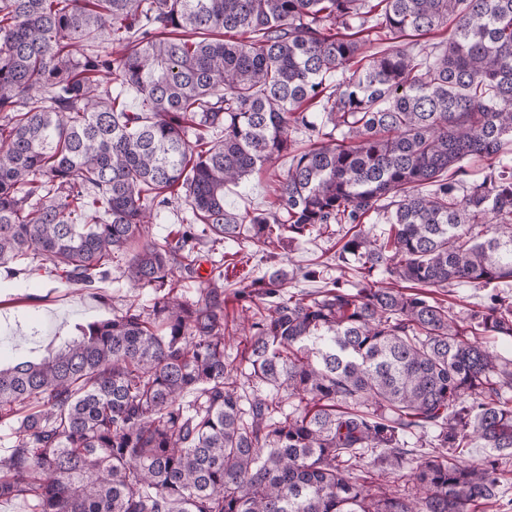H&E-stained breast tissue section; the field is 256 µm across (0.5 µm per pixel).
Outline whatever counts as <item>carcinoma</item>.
<instances>
[{
	"label": "carcinoma",
	"instance_id": "cac0c4a2",
	"mask_svg": "<svg viewBox=\"0 0 512 512\" xmlns=\"http://www.w3.org/2000/svg\"><path fill=\"white\" fill-rule=\"evenodd\" d=\"M377 40L389 45L369 52ZM506 143L512 0H0V271L97 290L116 263L132 293L40 360L0 366L14 430L0 499L28 512L499 499L512 359L481 339L512 337ZM286 154L272 208L224 206V187ZM182 196L192 217L148 237ZM372 214L387 235L353 230L337 252L356 281L289 291L322 273L280 266L234 292L248 315L230 362L224 275L194 299L176 286L204 246L269 253ZM458 283L486 292L463 317L430 297Z\"/></svg>",
	"mask_w": 512,
	"mask_h": 512
}]
</instances>
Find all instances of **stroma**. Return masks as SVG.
<instances>
[{
	"label": "stroma",
	"instance_id": "1",
	"mask_svg": "<svg viewBox=\"0 0 512 512\" xmlns=\"http://www.w3.org/2000/svg\"><path fill=\"white\" fill-rule=\"evenodd\" d=\"M289 166L288 157H280L273 165L253 171L244 185L227 186L224 190L226 206L239 214L260 212L270 208L274 189ZM346 232L345 225L335 227L334 234H312L287 249L271 255L254 252L247 241L225 242L228 251H240L247 262L237 265L224 282L225 319L236 324L242 317L240 303L234 298L235 284L243 276L258 277L274 267L293 264L308 266L322 262L324 277L345 276L353 279V272H340L334 260V245L338 236ZM130 291L123 271L113 268L111 281L103 292L80 291L57 287L42 277L24 281L0 276V362L9 364L22 358L43 354L55 336H70L77 323L107 318L127 303Z\"/></svg>",
	"mask_w": 512,
	"mask_h": 512
}]
</instances>
